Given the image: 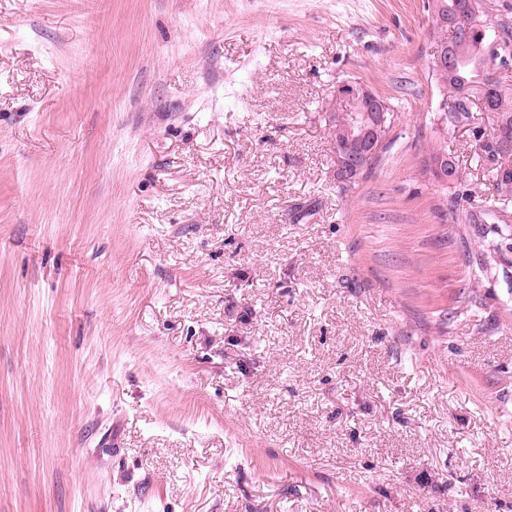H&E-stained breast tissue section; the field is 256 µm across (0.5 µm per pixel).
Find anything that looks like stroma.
Wrapping results in <instances>:
<instances>
[{"instance_id":"1","label":"stroma","mask_w":512,"mask_h":512,"mask_svg":"<svg viewBox=\"0 0 512 512\" xmlns=\"http://www.w3.org/2000/svg\"><path fill=\"white\" fill-rule=\"evenodd\" d=\"M431 14L0 0V512H512L494 115L437 120ZM390 111L388 112L387 104L382 98L368 91L361 96L353 117V112H349L345 117L336 120L334 135L336 153L345 147L344 138L337 129L352 123L353 118L354 123L349 126L348 133L349 137L356 141L358 148V153L355 155H349L345 151H339L336 154V174L340 180L347 179L356 173L363 161L378 150L382 131L386 126L384 138L396 119L391 108ZM386 112H388L387 116ZM383 138L382 141H384ZM441 156H447L448 158L443 157L442 159H440L437 162V164H435V166H434L435 174H434V171L431 168L430 163H431V161L436 160ZM448 159H449V162H448ZM448 165L452 167V169L456 175V167H455L452 157H450L448 154V147L446 145L440 144L439 146L434 148L433 151L430 153L429 159L425 164L424 171L426 173H428L430 176H432L433 178L436 177V180L438 182L446 183L447 181H450V180H448V172H450V168H448Z\"/></svg>"}]
</instances>
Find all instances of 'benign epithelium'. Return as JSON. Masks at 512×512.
<instances>
[{
    "label": "benign epithelium",
    "mask_w": 512,
    "mask_h": 512,
    "mask_svg": "<svg viewBox=\"0 0 512 512\" xmlns=\"http://www.w3.org/2000/svg\"><path fill=\"white\" fill-rule=\"evenodd\" d=\"M477 12L463 10L450 18L444 11L443 0H433L432 23L435 26L448 28L450 35L454 36L461 29H467L476 21ZM455 46L444 45L438 48L433 60L432 68L440 71H449L453 67ZM388 112L386 102L377 94L368 91L364 93L353 115L354 123L348 128L349 137L356 141L358 153L350 155L345 151L336 154V174L341 180L356 173L363 161L374 154L381 142V133L385 129Z\"/></svg>",
    "instance_id": "obj_1"
}]
</instances>
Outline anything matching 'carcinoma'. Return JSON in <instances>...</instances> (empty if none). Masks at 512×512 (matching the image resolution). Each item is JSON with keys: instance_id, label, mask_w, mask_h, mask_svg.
<instances>
[{"instance_id": "cac0c4a2", "label": "carcinoma", "mask_w": 512, "mask_h": 512, "mask_svg": "<svg viewBox=\"0 0 512 512\" xmlns=\"http://www.w3.org/2000/svg\"><path fill=\"white\" fill-rule=\"evenodd\" d=\"M454 73L434 72L436 81L443 88L457 94L452 109L443 113L441 121L445 126H455L469 119V99L459 96L470 84L482 82L484 110L495 114L496 127L488 135L477 134L479 149L494 165L495 180L499 191L496 203L484 212L487 219L501 220V213L512 203V173H503L505 164L500 161L498 145L502 138H512V100L507 98L499 83L486 73L488 63L502 66L512 64V45L503 38L491 36L488 26L474 24L467 32L466 40L456 44Z\"/></svg>"}]
</instances>
